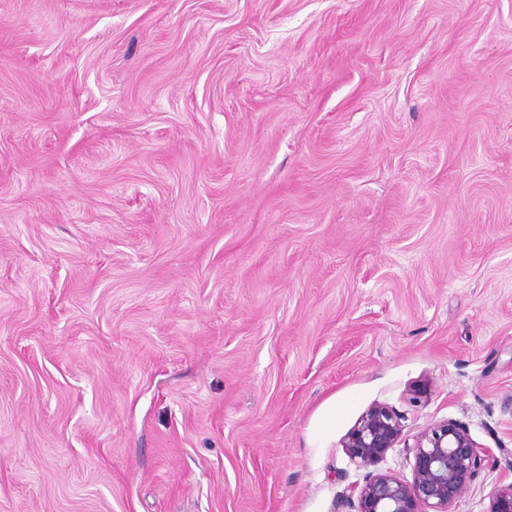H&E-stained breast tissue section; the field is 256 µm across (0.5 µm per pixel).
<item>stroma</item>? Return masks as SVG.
<instances>
[{
  "label": "stroma",
  "mask_w": 512,
  "mask_h": 512,
  "mask_svg": "<svg viewBox=\"0 0 512 512\" xmlns=\"http://www.w3.org/2000/svg\"><path fill=\"white\" fill-rule=\"evenodd\" d=\"M375 404L512 452V0H0V512H339Z\"/></svg>",
  "instance_id": "obj_1"
}]
</instances>
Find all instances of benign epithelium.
Wrapping results in <instances>:
<instances>
[{"instance_id":"1","label":"benign epithelium","mask_w":512,"mask_h":512,"mask_svg":"<svg viewBox=\"0 0 512 512\" xmlns=\"http://www.w3.org/2000/svg\"><path fill=\"white\" fill-rule=\"evenodd\" d=\"M401 435L398 412L376 404L345 439L343 448L350 461L368 470L363 484L354 485L344 500L357 507L356 512H451L493 458L491 449L475 443L463 425L447 419L415 438L412 480H401L377 470ZM489 512H512V483L497 491Z\"/></svg>"}]
</instances>
